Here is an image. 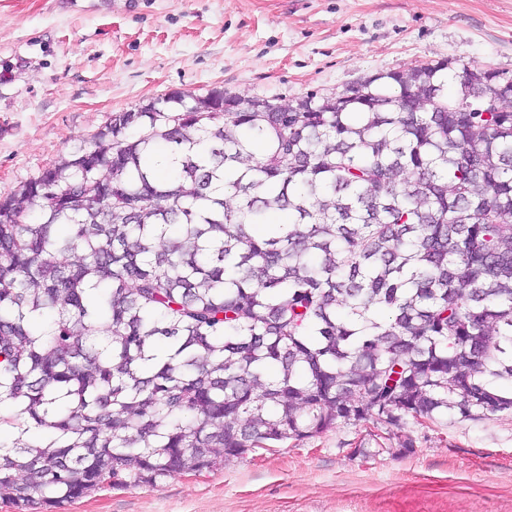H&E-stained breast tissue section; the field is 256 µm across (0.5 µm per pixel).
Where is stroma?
<instances>
[{
	"instance_id": "obj_1",
	"label": "stroma",
	"mask_w": 512,
	"mask_h": 512,
	"mask_svg": "<svg viewBox=\"0 0 512 512\" xmlns=\"http://www.w3.org/2000/svg\"><path fill=\"white\" fill-rule=\"evenodd\" d=\"M444 59L512 77V0H0V196L174 91L291 101ZM45 512H512V415L344 425Z\"/></svg>"
}]
</instances>
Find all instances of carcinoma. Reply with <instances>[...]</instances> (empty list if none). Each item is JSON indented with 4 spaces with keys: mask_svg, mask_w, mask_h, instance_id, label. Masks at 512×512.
<instances>
[{
    "mask_svg": "<svg viewBox=\"0 0 512 512\" xmlns=\"http://www.w3.org/2000/svg\"><path fill=\"white\" fill-rule=\"evenodd\" d=\"M186 97L0 196V499L512 414V78L442 60L320 100Z\"/></svg>",
    "mask_w": 512,
    "mask_h": 512,
    "instance_id": "cac0c4a2",
    "label": "carcinoma"
}]
</instances>
